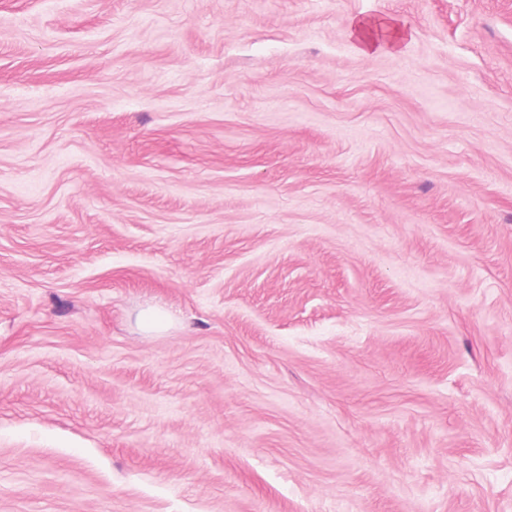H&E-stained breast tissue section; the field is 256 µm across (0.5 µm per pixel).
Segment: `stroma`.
Masks as SVG:
<instances>
[{
	"instance_id": "1",
	"label": "stroma",
	"mask_w": 512,
	"mask_h": 512,
	"mask_svg": "<svg viewBox=\"0 0 512 512\" xmlns=\"http://www.w3.org/2000/svg\"><path fill=\"white\" fill-rule=\"evenodd\" d=\"M0 512H512V0H0ZM349 35L357 43L360 53L365 56L399 51L404 41L402 33L387 18L374 21L354 20L350 25Z\"/></svg>"
}]
</instances>
